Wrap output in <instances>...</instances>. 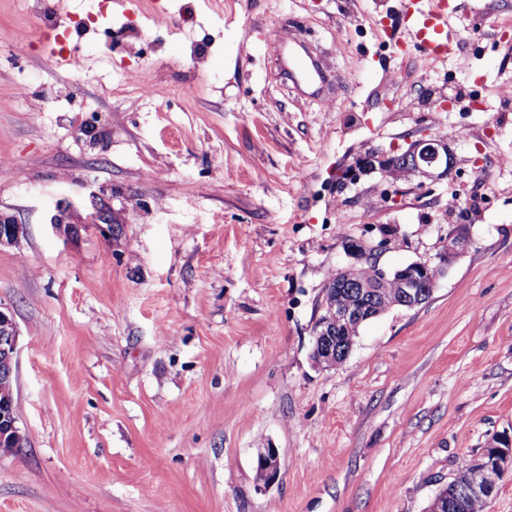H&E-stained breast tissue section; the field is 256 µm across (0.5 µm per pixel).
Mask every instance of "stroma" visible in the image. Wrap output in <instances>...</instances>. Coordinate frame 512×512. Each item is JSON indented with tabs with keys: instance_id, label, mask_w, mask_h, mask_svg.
<instances>
[{
	"instance_id": "1",
	"label": "stroma",
	"mask_w": 512,
	"mask_h": 512,
	"mask_svg": "<svg viewBox=\"0 0 512 512\" xmlns=\"http://www.w3.org/2000/svg\"><path fill=\"white\" fill-rule=\"evenodd\" d=\"M456 5L459 47L434 59L399 0H135L132 39L105 0L112 34L70 32L75 67L27 49L39 19L0 0V217L22 228L0 246L22 435L0 512H425L512 434V0ZM273 28L324 56L322 97L298 96ZM422 138L451 176L338 189ZM461 224L427 302L313 363L351 241L393 268ZM267 447L280 474L260 488ZM331 321H321L314 324L313 327V349L311 358L315 364L323 368L336 367L343 363L349 355L351 344H345V348L340 353L341 348L336 345L335 332L330 328ZM340 355L342 358H340ZM256 469L263 474V480L258 484L260 487H268L274 483L280 472V456L277 448H262L257 453ZM255 472V481L262 478L261 474Z\"/></svg>"
}]
</instances>
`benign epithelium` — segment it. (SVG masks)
Listing matches in <instances>:
<instances>
[{
	"mask_svg": "<svg viewBox=\"0 0 512 512\" xmlns=\"http://www.w3.org/2000/svg\"><path fill=\"white\" fill-rule=\"evenodd\" d=\"M445 160V171L440 177L448 176V171L453 167V159L448 153V146L440 140L424 141L422 139L413 142L410 147L399 154H387L377 150L372 151L362 158L359 163L348 170L342 179L357 181L360 175L373 170H380L388 174L395 166L402 164L407 168L425 174L427 169ZM20 234V226L7 218H0V246L13 243ZM469 236L465 228H459L455 234L448 237L438 255V262L420 258L400 268L387 270L378 267L377 275L371 280L348 281L342 277H336V288H354L358 290L359 297L342 306H334L330 310V316L336 322V330H331L330 322L321 321L313 327V349L311 358L315 364L323 367H335L345 361L349 350H341L336 345L335 332H350L365 321L376 318L382 311H371L363 314L359 309L361 298L372 296L376 289L383 287L387 282H397L400 293L396 305L405 308H413L423 301L428 300L433 294L439 279L448 267V259L468 250ZM5 330L6 341L0 344V359L7 366H12L17 350L18 329L13 318L0 309V330ZM8 421V431L0 433V450L11 451L18 447L22 437L17 426L18 418L3 403L0 404V421ZM485 448L492 450L489 462L478 468L465 471L463 482L467 498L489 499L495 494V482L493 475L505 474L512 470V437L507 434H496L486 443ZM256 469L263 474V480L258 483L260 487H267L274 483L280 472V456L276 448H261L257 453ZM464 500L459 498L455 484L449 482L443 485L432 499L426 512H451L460 508Z\"/></svg>",
	"mask_w": 512,
	"mask_h": 512,
	"instance_id": "obj_1",
	"label": "benign epithelium"
}]
</instances>
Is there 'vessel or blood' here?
<instances>
[{
	"mask_svg": "<svg viewBox=\"0 0 512 512\" xmlns=\"http://www.w3.org/2000/svg\"><path fill=\"white\" fill-rule=\"evenodd\" d=\"M401 7L411 21V39L434 55L447 53L455 35L448 20L455 11L454 0H429L427 7H420L418 0H402ZM273 53L280 59L282 68L289 75L299 76L310 94H317L324 79L321 61L296 52L290 41L278 31L272 32Z\"/></svg>",
	"mask_w": 512,
	"mask_h": 512,
	"instance_id": "vessel-or-blood-1",
	"label": "vessel or blood"
}]
</instances>
